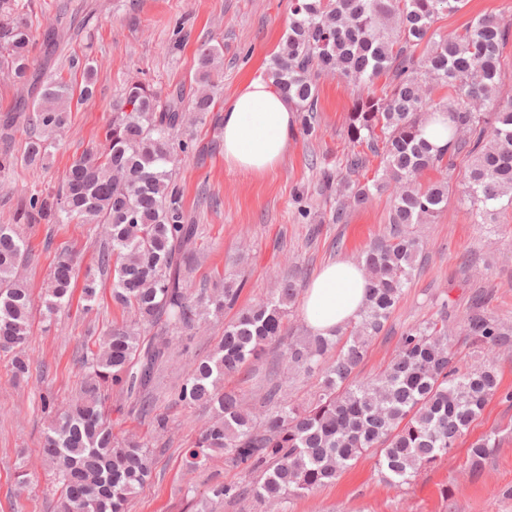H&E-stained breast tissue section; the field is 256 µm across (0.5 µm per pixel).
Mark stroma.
I'll list each match as a JSON object with an SVG mask.
<instances>
[{
  "label": "stroma",
  "mask_w": 512,
  "mask_h": 512,
  "mask_svg": "<svg viewBox=\"0 0 512 512\" xmlns=\"http://www.w3.org/2000/svg\"><path fill=\"white\" fill-rule=\"evenodd\" d=\"M291 0H33V19L43 27L66 14L70 27L55 49L50 67L67 71L73 55L90 52L100 66L96 93L71 114L65 132L49 147L43 165L24 159L26 113L13 112L15 101L28 90L0 79V152L9 151L13 165L0 175V224L13 222L20 195L53 191L83 150L98 144L112 120V104L127 81L139 75L156 87L184 86L194 93L201 43L223 45L224 62L217 90V111L192 125L195 152L181 161L176 181L185 208L199 226L194 258L188 270L193 287L239 282L240 305L268 296L280 282L294 278L299 290L326 264L359 259L375 239L386 233L390 217L388 195L374 196L350 209L344 223L328 218L333 198L318 190L323 170L345 172L352 146L349 112L355 97L351 84L337 77L320 79L316 137L295 138L277 172L259 180L228 167L220 148V110L251 76L264 73L278 50L291 17ZM512 21V0H465L437 25L448 34L463 32L479 15ZM187 17L191 37L177 53L167 44L173 24ZM18 231L30 245L25 276L33 295H41L57 253L80 256L81 270L96 267L103 239L95 224H22ZM425 249L421 267L409 284L384 331L371 343L360 366L362 375L380 371L393 357L398 339L410 326L447 309L458 322L476 295L489 309L512 323V208L497 223L477 224L463 200L460 172L448 175V205L429 224L416 228ZM235 316L225 311L192 330L188 342L174 340L172 357L156 379L154 405L166 414V432H156L150 419L131 413L132 402L110 395L106 406L118 435L148 441L155 455L153 480L132 498L128 512H196L213 480H244L241 470L216 457L209 469L193 474L182 470V457L208 419L202 407L175 403V393L187 367L189 353L212 350ZM115 306L111 281L102 278L94 305L80 294L51 320L35 318L24 354L31 361L29 378L16 379L12 355L0 351V512H59V494L52 470L42 458L44 434L52 419L43 399L61 406L75 396L82 376V358L94 350L97 336L109 326L128 320ZM284 347L274 343L243 373L230 378L246 397L258 403L270 379L285 365ZM500 391L481 416L435 465L423 468L410 486L395 489L380 480L376 459L364 455L331 485L306 497L288 501L285 512H512V350L498 355ZM496 433L497 446L486 459L483 474L472 479L469 448L477 438ZM29 480L17 486L16 469ZM194 487V498L184 496Z\"/></svg>",
  "instance_id": "35a3bbf8"
}]
</instances>
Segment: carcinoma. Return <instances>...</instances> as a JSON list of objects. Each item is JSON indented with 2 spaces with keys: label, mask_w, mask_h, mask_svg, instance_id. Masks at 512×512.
<instances>
[{
  "label": "carcinoma",
  "mask_w": 512,
  "mask_h": 512,
  "mask_svg": "<svg viewBox=\"0 0 512 512\" xmlns=\"http://www.w3.org/2000/svg\"><path fill=\"white\" fill-rule=\"evenodd\" d=\"M464 0H291L288 33L266 69L297 112L300 133H316L318 80L337 76L355 88L348 137L363 150L348 157L354 172L380 158L373 178L361 181L330 172L323 187L336 188L330 223L344 221L350 204L390 192L387 236L361 256L369 275L367 305L359 320L334 336L312 334L288 342L285 363L291 374L317 375L318 390L298 400L281 388L268 391L259 406H247L224 381L260 359L266 347L285 336L284 319L297 288L280 284L267 299L239 310L224 324V337L204 357L188 362L175 401L211 410L205 426L183 458L192 473L224 456L249 480L217 481L206 492L204 512L218 504L253 498L267 512H282L290 497L328 486L364 454L376 457L378 475L402 488L420 469L455 448L458 439L500 390L497 349L512 347V326L481 306L448 327V313L407 328L391 361L369 378L358 367L379 336L422 258L413 234L448 206V171L467 158L464 197L477 223L495 220L500 203H512V104L498 102L503 45L512 24L485 15L461 35L435 27L439 16L457 11ZM32 0H0V72L31 89L32 101L15 103L27 112L24 157L43 164L50 139L69 124L73 107L94 96V66L87 55L69 60V74L46 73L57 45V25L33 26ZM184 24L173 27L168 50L189 39ZM43 60L32 55L37 42ZM222 49L199 47L197 91L189 97L177 85L163 92L132 79L112 106L101 147L85 149L54 193L21 198L14 223L0 224V350H13L17 376L31 373L22 349L29 336L34 299L23 278L29 250L16 225L77 220L101 224L106 240L98 266L112 273V302L131 320L112 325L98 348L83 360L85 374L76 396L57 409L42 452L53 464L61 512H127L129 499L153 478L155 458L148 445L112 432L106 414L108 391L135 401L138 414L152 417L164 432L168 419L154 413L155 374L171 355L170 341L141 336V328L162 333L193 330L211 315L233 308L240 288L214 284L195 290L185 270L193 256L198 225L191 222L175 180V166L194 152L186 132L189 112L213 111ZM429 77L448 97L426 89ZM385 78L381 91L375 83ZM448 117V142L423 138L429 116ZM438 177L421 182L426 172ZM78 255L64 252L44 288L46 314L72 294ZM462 335L482 356L459 366L455 336ZM496 440L485 435L471 444L470 471L481 475Z\"/></svg>",
  "instance_id": "cac0c4a2"
}]
</instances>
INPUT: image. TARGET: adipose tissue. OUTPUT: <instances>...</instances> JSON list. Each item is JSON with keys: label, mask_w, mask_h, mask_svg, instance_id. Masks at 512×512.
Listing matches in <instances>:
<instances>
[{"label": "adipose tissue", "mask_w": 512, "mask_h": 512, "mask_svg": "<svg viewBox=\"0 0 512 512\" xmlns=\"http://www.w3.org/2000/svg\"><path fill=\"white\" fill-rule=\"evenodd\" d=\"M296 128L295 107L272 80L250 78L224 110V162L256 178L267 177L282 164ZM367 296L368 279L362 267L353 259H339L312 279L303 314L313 332L328 335L357 321Z\"/></svg>", "instance_id": "obj_1"}]
</instances>
